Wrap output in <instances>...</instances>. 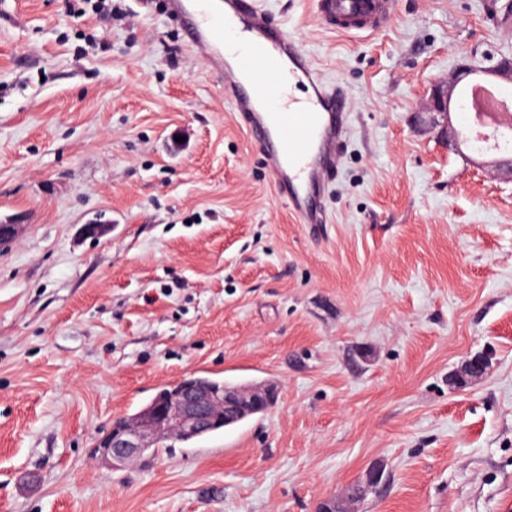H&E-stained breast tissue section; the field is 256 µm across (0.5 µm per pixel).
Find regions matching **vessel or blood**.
I'll return each mask as SVG.
<instances>
[{
	"mask_svg": "<svg viewBox=\"0 0 512 512\" xmlns=\"http://www.w3.org/2000/svg\"><path fill=\"white\" fill-rule=\"evenodd\" d=\"M318 16L345 34L373 33L386 24L392 0H314ZM188 43L224 84L259 147L280 201L299 223L330 221L321 194L340 167L349 131L345 95L315 68L300 43L274 24L258 0H168ZM306 89L302 98L289 87Z\"/></svg>",
	"mask_w": 512,
	"mask_h": 512,
	"instance_id": "vessel-or-blood-1",
	"label": "vessel or blood"
}]
</instances>
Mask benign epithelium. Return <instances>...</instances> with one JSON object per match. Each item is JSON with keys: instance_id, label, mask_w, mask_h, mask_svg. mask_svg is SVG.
Segmentation results:
<instances>
[{"instance_id": "obj_1", "label": "benign epithelium", "mask_w": 512, "mask_h": 512, "mask_svg": "<svg viewBox=\"0 0 512 512\" xmlns=\"http://www.w3.org/2000/svg\"><path fill=\"white\" fill-rule=\"evenodd\" d=\"M478 76L491 84L511 85L512 56L503 55L488 66L457 64L447 77L432 85L423 106L428 128L438 130L447 139L448 148L457 152L463 141L452 125L451 104L461 85ZM278 397L275 384L230 385L219 391L181 381L135 417L112 426L104 434L96 455L113 466L121 465L156 447L168 435H206L222 421L235 422L270 409ZM363 498L364 494L358 493L347 500L342 496L328 499L322 503V512H354V505Z\"/></svg>"}]
</instances>
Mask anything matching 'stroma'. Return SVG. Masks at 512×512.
<instances>
[{
    "label": "stroma",
    "instance_id": "obj_1",
    "mask_svg": "<svg viewBox=\"0 0 512 512\" xmlns=\"http://www.w3.org/2000/svg\"><path fill=\"white\" fill-rule=\"evenodd\" d=\"M260 2L351 113L316 230L163 0H0V512H318L376 462L356 512H512V183L417 121L457 63L512 56L506 0H395L358 36ZM191 375L281 394L94 460Z\"/></svg>",
    "mask_w": 512,
    "mask_h": 512
}]
</instances>
